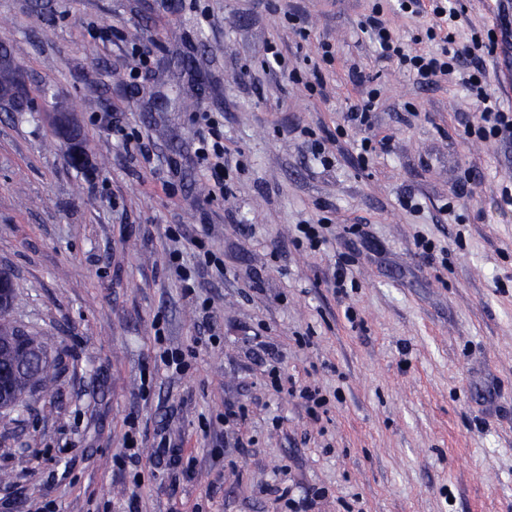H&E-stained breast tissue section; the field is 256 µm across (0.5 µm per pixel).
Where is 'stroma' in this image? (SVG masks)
<instances>
[{"label": "stroma", "mask_w": 512, "mask_h": 512, "mask_svg": "<svg viewBox=\"0 0 512 512\" xmlns=\"http://www.w3.org/2000/svg\"><path fill=\"white\" fill-rule=\"evenodd\" d=\"M375 4L404 44L422 35L394 0H0V54L20 70L18 103L0 108V266L51 374L0 410V512H295L308 494L307 512H512V149L465 135L458 77L422 86L379 55L359 28ZM323 42L336 54L310 96L290 73ZM136 44L150 57L133 82ZM358 73L381 90L366 169L361 131L335 133ZM203 110L244 161L227 201L193 154ZM58 112L87 161L69 159ZM304 128L335 134L329 166ZM304 221L327 224V249L292 244ZM176 224L209 226L224 261L203 283L214 346L166 269ZM420 238L447 263L421 259ZM159 326L192 351L184 375L160 364ZM314 386L328 404L313 415L295 393ZM162 431L192 471L152 458Z\"/></svg>", "instance_id": "stroma-1"}]
</instances>
